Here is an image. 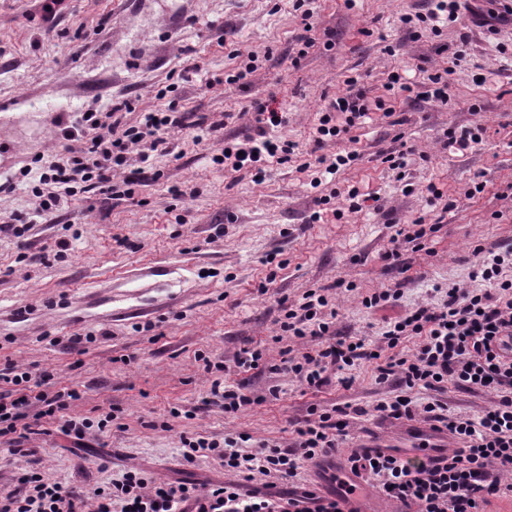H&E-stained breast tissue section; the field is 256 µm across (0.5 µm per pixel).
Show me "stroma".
Returning a JSON list of instances; mask_svg holds the SVG:
<instances>
[{"label": "stroma", "instance_id": "obj_1", "mask_svg": "<svg viewBox=\"0 0 512 512\" xmlns=\"http://www.w3.org/2000/svg\"><path fill=\"white\" fill-rule=\"evenodd\" d=\"M43 5L0 0V100L17 103L0 112V220L33 212L17 176L56 151L59 113L123 101L128 124L147 112H172L182 123L168 132L170 155L123 169L133 200L112 205L80 193L26 238L0 237V367L11 360L48 375L52 390H77L69 415L111 407L120 421L84 448L47 423L29 442L34 459L0 456V491L13 489L31 462L50 480L86 487L130 467L158 481L221 482L217 462L183 458L182 436L246 433L286 447L292 421L312 403L360 408L349 449L419 446L409 426L369 415L393 394L375 364L352 369L351 387L335 381L315 394L271 372L280 361L278 301L322 289L338 312L337 337L373 340L433 288L469 282L475 246L512 251V25L493 34L464 9L458 22L411 27L404 16L427 12L428 0H356L351 8L315 0L312 21L335 45L303 55L291 0H62L51 17ZM461 47L466 56L454 61ZM249 64L246 80L227 83ZM417 66L449 68L448 103L397 93L393 118L356 130V142L316 148L313 128L348 78L382 96L393 76ZM259 100L287 112L276 135L297 144L296 154L262 177L214 164L225 141L252 134ZM200 119L220 126L201 142ZM477 123L480 144L463 155L445 148L448 129ZM404 145L415 153L400 176L385 158ZM350 148L359 158L337 173L334 208L353 186L372 201L311 222L319 157ZM477 175L485 188L475 194ZM432 186L454 202L431 236L433 255L409 251L407 272L388 269L383 255L396 226L429 211ZM61 240L69 251L58 260ZM387 289L400 299L362 306V296ZM86 335L83 352L69 350L70 338ZM257 344L268 345V366L229 378L247 381L258 402L225 414L209 401L203 363L232 364ZM174 407L180 416H171Z\"/></svg>", "mask_w": 512, "mask_h": 512}]
</instances>
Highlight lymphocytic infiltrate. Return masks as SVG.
Wrapping results in <instances>:
<instances>
[{
  "mask_svg": "<svg viewBox=\"0 0 512 512\" xmlns=\"http://www.w3.org/2000/svg\"><path fill=\"white\" fill-rule=\"evenodd\" d=\"M346 92L322 113L313 131L322 146L361 127L372 114L392 117L393 105L383 97L371 98L357 78L346 81ZM173 120L165 113L149 112L138 125L123 127L117 110L105 114L60 116L58 124L64 146L55 161L40 169L33 189L36 217L62 208L76 193L90 191L106 200H130L134 192L118 173L130 159L149 162L170 152L167 131ZM287 113L269 103L254 105V133L237 143L225 144L212 161L233 170L272 158L288 161L296 145L273 139L274 129L286 126ZM439 228L417 218L396 230L384 255L390 268L406 272L401 244L414 251L428 248V238ZM503 255L484 257L471 277L483 288L449 285L439 304H422L388 322L374 340L337 339L333 331L337 312L327 297L311 289L282 305V337L277 369L305 389L318 393L332 380L350 386L351 368L378 361L377 379L397 381L404 394L374 405V412L395 421L421 420L432 431L456 438L458 447L444 449L440 456L402 458L387 452L356 451L348 458L351 473L383 496L401 502L409 512H485L490 497H512V356L503 352V338H512V278H506ZM416 338L409 353H398L403 340ZM305 345L301 356L291 346ZM392 357H385V350ZM465 386L494 393L491 406L480 416L450 412L437 394L448 385ZM426 391V398L410 397L413 389ZM72 389L49 391L33 378L29 368L8 363L0 368V445L21 453L36 434L42 419L59 422L63 433L84 445L87 435L105 432L116 416L108 411L97 417L67 415ZM292 447L262 444L257 451L244 450L246 434L224 440L204 436L183 437L187 461L212 458L235 473L232 482L196 485L185 482H154L137 468L126 469L109 486L91 490L65 486L48 479L39 469H20L13 490L0 494V512H346L344 495L327 496L313 491H295L305 467L335 455L349 437L345 408L310 404L305 415L293 423ZM261 474L288 485L285 494L259 493L244 488L245 480Z\"/></svg>",
  "mask_w": 512,
  "mask_h": 512,
  "instance_id": "1",
  "label": "lymphocytic infiltrate"
}]
</instances>
